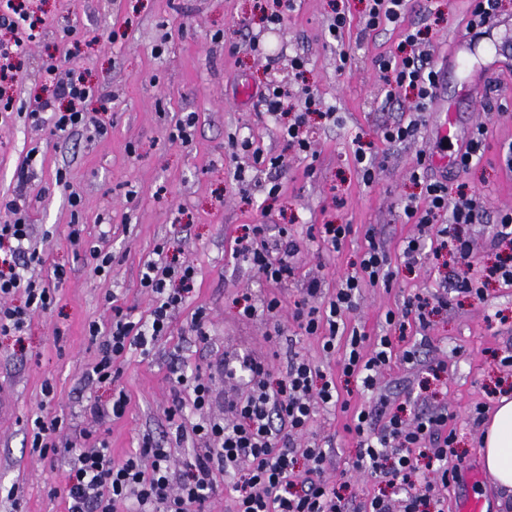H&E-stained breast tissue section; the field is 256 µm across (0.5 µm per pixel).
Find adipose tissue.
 Wrapping results in <instances>:
<instances>
[{
	"mask_svg": "<svg viewBox=\"0 0 512 512\" xmlns=\"http://www.w3.org/2000/svg\"><path fill=\"white\" fill-rule=\"evenodd\" d=\"M487 471L503 488L512 489V399L501 398L483 443Z\"/></svg>",
	"mask_w": 512,
	"mask_h": 512,
	"instance_id": "obj_1",
	"label": "adipose tissue"
}]
</instances>
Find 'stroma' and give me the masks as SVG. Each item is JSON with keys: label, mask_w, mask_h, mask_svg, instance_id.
I'll use <instances>...</instances> for the list:
<instances>
[{"label": "stroma", "mask_w": 512, "mask_h": 512, "mask_svg": "<svg viewBox=\"0 0 512 512\" xmlns=\"http://www.w3.org/2000/svg\"><path fill=\"white\" fill-rule=\"evenodd\" d=\"M366 5L367 0H349L350 27L337 42L327 30L331 0H297L273 29L266 18L276 11V0H31L29 8L42 19L44 31L21 60V77L9 90L13 111L0 120V197L11 199L22 160L43 137L25 109L40 91L42 66L49 58L67 52L76 56L86 80L103 88L110 102L104 106L93 99L86 106L93 120L105 124L106 136L91 128L78 130L32 167L29 221L53 230L47 263L63 267L66 276L52 313L32 315L22 337L0 335V487L23 486L22 512H67L66 463L40 458L31 448L29 420L44 380L55 385L53 413L74 429L107 437L113 457L120 459L137 448L143 434L165 440L173 432L163 414L171 404L173 368L215 373L224 355L243 353L279 366L292 350L321 360L317 340L302 335L288 312L299 295L296 286L263 287L246 263L233 258L234 239L245 224L287 225L300 247L295 257L299 275L322 278L329 293L357 261L365 230L376 227L391 255L394 277L389 285L363 289L352 323L369 336H389L395 354L382 368L376 390L352 384L350 401L368 406L376 391L402 395L426 382V405L448 411V426L456 433L455 458L480 463L483 429L468 414L476 403L495 405L492 392L500 385L512 386V368L497 360L512 349V287L488 286L480 298L449 294L447 305L435 309L421 333L400 335L384 324L383 315L408 294L437 291L440 281L431 263L410 270L400 259L404 239L415 232L414 225L402 223L400 207L403 198L420 192L410 179L418 152L433 157L431 174L447 182L450 193L464 187L483 194L486 216L464 229L478 258L490 256L493 215L512 209V170L500 153L501 144L512 142V113L501 117L488 111L486 97L488 86H497L499 100L512 110V47L506 43L512 0H502L500 27L476 40L466 31L470 0H411L403 24L389 23L364 36ZM242 19L250 21L263 53L252 51L239 35ZM405 24L425 33L458 130L486 127L485 155L474 169L442 166V159L454 156L457 142H441L432 126L422 127L415 141L395 146L378 134L386 114L379 108L383 83L374 60L396 49ZM341 46L350 61L340 73L336 50ZM456 53L465 64L449 68ZM297 57L306 62L301 76L292 67ZM271 79L287 89L292 107H300L301 90L308 86L333 108L335 120L313 114L306 124L315 161L289 149L278 123L262 113L257 92ZM243 86L250 91L245 98L239 95ZM190 112L197 117L190 142L172 139L176 121ZM243 138L280 157L279 174L265 170L239 187L233 171L248 158L233 155L230 142ZM357 138L387 159L369 185L354 161ZM59 171L79 193V208L51 189ZM274 176L282 191L271 200L267 191ZM330 220L354 229L335 254L308 237L310 225ZM74 221L81 224L85 241L105 238L106 250L115 256L107 275L96 274L76 255L69 242ZM160 244L194 263L193 292L149 354H128L117 384L88 380L85 372L95 348L87 324L109 325V294L132 307L135 316L149 315L152 297L140 286V272ZM246 295L257 306L272 295L282 300L283 342H268L274 323L266 317L242 315ZM200 309L207 314L204 343L192 329ZM424 337L430 345L419 365L403 363L401 352ZM439 362L445 371L432 376L429 367ZM116 386L130 398L125 416L108 428L95 427L90 405L107 403ZM345 422L343 413L318 412L310 435L334 448L335 473L357 503L378 493L382 482L353 469L355 443Z\"/></svg>", "instance_id": "obj_1"}]
</instances>
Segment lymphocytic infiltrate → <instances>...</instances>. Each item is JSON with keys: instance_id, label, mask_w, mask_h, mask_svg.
I'll return each instance as SVG.
<instances>
[{"instance_id": "1", "label": "lymphocytic infiltrate", "mask_w": 512, "mask_h": 512, "mask_svg": "<svg viewBox=\"0 0 512 512\" xmlns=\"http://www.w3.org/2000/svg\"><path fill=\"white\" fill-rule=\"evenodd\" d=\"M0 24L16 31L13 42L0 44V84L18 78L16 60L41 36L39 21L22 5L0 15ZM385 89V107L391 119L380 126L383 140L404 144L415 140L440 81L430 49L419 33L405 29L395 52L375 59ZM97 93L76 69L60 79L59 66L47 61L42 70V92L30 102L32 123L45 131L44 144L86 125V103ZM410 94L409 116L395 115L402 94ZM287 95L276 81H268L260 100L267 114L281 118L282 138L304 157H316L303 133L305 117L320 111L322 101L305 91L299 112H289ZM36 157L28 152L19 168L12 199L0 201V335H22L32 313H49L57 304L55 284L65 271L54 267L52 280L36 277L46 263V252L34 237L29 222L26 186ZM430 159L417 154L410 178L420 186L423 205L406 202L401 207L405 223L416 232L406 238L402 255L407 268L425 259L439 260L451 250L457 262L443 273L438 292H417L387 310V326L407 331L426 327L435 305H447L449 292L483 296L494 281L512 285V256L482 266L472 276L474 250L460 232L476 224L486 207L480 194L459 192L449 196L448 186L428 178ZM299 247L289 239L287 227L269 233L267 225L244 226L234 240L233 252L250 268L253 278L267 288H278L297 275L294 257ZM148 261L140 285L154 298L145 318L134 317L131 308L106 301L112 309L108 328L90 322L88 334L97 346L89 379L112 382L130 350H144L167 335L177 310L194 288L197 269L193 263L174 264L164 259L163 247ZM393 277L388 251L373 232H366L365 246L351 271L330 296H323V282L303 280L291 316L303 335L317 338L327 357H335V372L305 356L290 354L281 369L250 356L224 368V375H246L248 391L224 396V414L210 417L215 392L212 377L200 372H177L172 404L164 411L175 425L176 444L191 443L193 455L178 465L171 449L161 447L152 435H143L138 449L114 461L106 440L87 431L68 433L63 420L53 414L55 399L51 381L41 387L42 400L33 421L32 448L40 457L68 463L66 498L68 512H210L219 493L218 475L229 476L234 496L232 512H351L352 502L343 485L333 479L330 451L310 439V425L318 411L340 409L347 416L346 432L353 438V465L360 473L385 480L384 490L368 498L363 512H447V490L459 479L457 467L448 463L455 442L448 428L446 409L417 410L405 416L404 406H393L386 394L373 405H352L339 388L340 381H356L364 389L377 385V375L393 356L389 337H371L353 326L363 288L389 283ZM192 406L200 419L181 423L184 406Z\"/></svg>"}]
</instances>
